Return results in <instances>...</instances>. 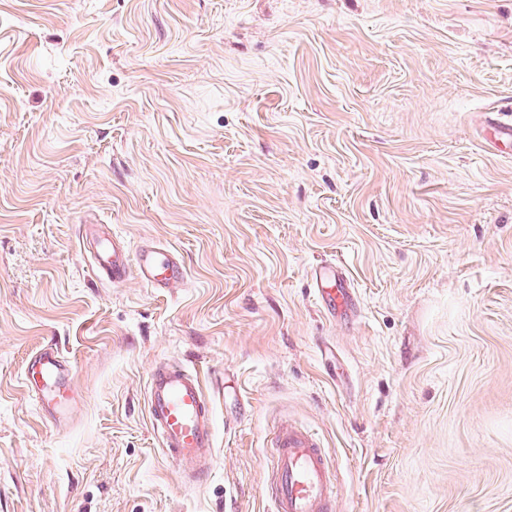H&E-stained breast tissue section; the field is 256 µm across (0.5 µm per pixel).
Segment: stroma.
Here are the masks:
<instances>
[{
  "mask_svg": "<svg viewBox=\"0 0 512 512\" xmlns=\"http://www.w3.org/2000/svg\"><path fill=\"white\" fill-rule=\"evenodd\" d=\"M511 110L512 0H0V512H271L284 416L336 512H512ZM87 221L181 287L98 279ZM46 344L65 424L21 384ZM166 360L213 404L192 481L147 419ZM311 275L326 314L336 319V316H347L352 312L354 292L342 267L336 263L319 264L312 268ZM72 367L53 346H43L26 361L22 385L44 416L60 423L71 414L76 395Z\"/></svg>",
  "mask_w": 512,
  "mask_h": 512,
  "instance_id": "stroma-1",
  "label": "stroma"
}]
</instances>
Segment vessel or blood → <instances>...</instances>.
Here are the masks:
<instances>
[{
	"instance_id": "vessel-or-blood-1",
	"label": "vessel or blood",
	"mask_w": 512,
	"mask_h": 512,
	"mask_svg": "<svg viewBox=\"0 0 512 512\" xmlns=\"http://www.w3.org/2000/svg\"><path fill=\"white\" fill-rule=\"evenodd\" d=\"M80 247L89 252L96 276L113 284L136 278L161 291L185 278L179 256L158 245L133 255L121 239L102 231L81 238ZM311 275L326 314L352 312L354 293L341 267L319 264ZM22 385L53 423L68 418L75 406L72 367L55 347H41L28 358ZM147 416L168 460L192 478L206 472L214 453L213 414L196 371L177 362L156 366L148 380ZM271 446L265 487L274 512H336L331 463L320 441L284 422Z\"/></svg>"
}]
</instances>
